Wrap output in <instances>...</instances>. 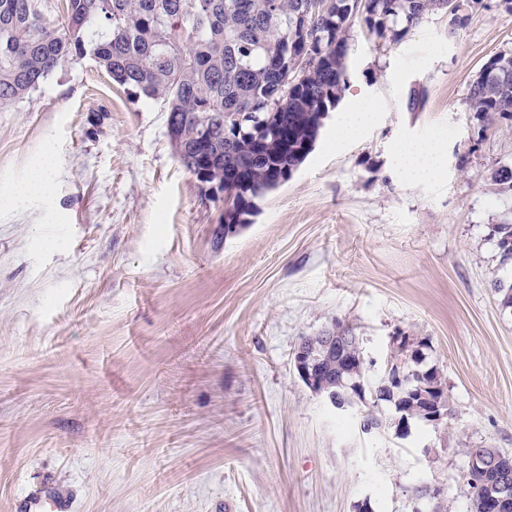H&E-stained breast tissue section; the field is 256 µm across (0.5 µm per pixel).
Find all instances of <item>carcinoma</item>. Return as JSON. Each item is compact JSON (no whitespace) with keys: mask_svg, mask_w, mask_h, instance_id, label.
<instances>
[{"mask_svg":"<svg viewBox=\"0 0 512 512\" xmlns=\"http://www.w3.org/2000/svg\"><path fill=\"white\" fill-rule=\"evenodd\" d=\"M40 0H0V110L37 89L66 63L88 58L116 84L163 102L174 120L168 134L179 161L202 186L221 184L231 202L226 224L244 225L255 200L287 182L311 154L322 121L348 82V36L354 23L381 43L402 41L424 17L445 12L443 0H329L297 26L305 0H66L61 24L48 21ZM448 32L465 26L484 0H462ZM298 59L309 65L299 83L284 82ZM468 111L483 127L512 125V52L492 56L473 81ZM491 185L512 196V168L494 170ZM502 265H512V224L494 225ZM342 352L300 341L318 363L321 382L342 399H356L359 427L381 431L392 417L426 421L428 407L449 411L438 369L421 368L425 344L403 355L417 392L391 393L386 375L367 377L356 328L342 321ZM474 479L494 491L512 476V454Z\"/></svg>","mask_w":512,"mask_h":512,"instance_id":"cac0c4a2","label":"carcinoma"}]
</instances>
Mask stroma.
I'll list each match as a JSON object with an SVG mask.
<instances>
[{"instance_id":"obj_1","label":"stroma","mask_w":512,"mask_h":512,"mask_svg":"<svg viewBox=\"0 0 512 512\" xmlns=\"http://www.w3.org/2000/svg\"><path fill=\"white\" fill-rule=\"evenodd\" d=\"M449 33L431 15L398 43L353 26L348 83L313 152L223 240L224 199L174 155L162 102L88 59L0 110V512L47 491L69 512H466L468 448L512 452V308L493 225L512 197V130L467 97L512 50V9L487 0ZM378 104L354 140L336 119ZM443 165L406 183L400 143ZM50 198L11 197L43 152ZM352 324L370 375L392 336L426 341L451 414L362 433L299 378L301 337Z\"/></svg>"}]
</instances>
